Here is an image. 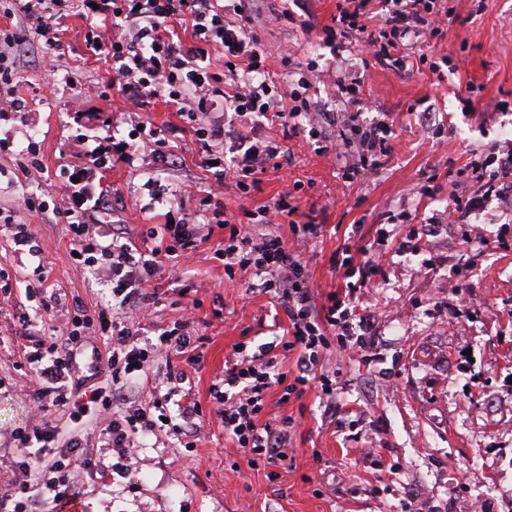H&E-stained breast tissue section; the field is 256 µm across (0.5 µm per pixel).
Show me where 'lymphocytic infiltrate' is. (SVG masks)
Listing matches in <instances>:
<instances>
[{
  "mask_svg": "<svg viewBox=\"0 0 512 512\" xmlns=\"http://www.w3.org/2000/svg\"><path fill=\"white\" fill-rule=\"evenodd\" d=\"M77 2L83 14L101 19V26L90 28L84 41L88 49L111 59L112 77L106 87L126 101L136 133L152 143L156 160L168 161L169 145L143 113L160 97L191 124L199 141L214 143L206 158L216 186L203 200L211 209L210 223L224 231L214 255L228 280L251 270L260 274L261 292L270 295L288 319L287 334L278 345L282 354L296 355V370L282 371L270 348L237 343L222 378L210 387L211 409H203L186 385L188 371L199 359L189 321L174 323L150 341L141 340L140 329L142 312L158 302L149 287L164 260L207 242L205 226L155 225L146 233L151 246L141 248L122 232L85 223L77 211H70L68 232L76 246L77 267L95 269L112 291L116 315L102 326L110 334L111 347L106 357H94L90 363L94 373L107 371L112 376V411L100 414L103 389L80 374L81 347L92 327L83 309H75L59 335L46 333L43 324L26 323L25 338L32 344L28 361L33 366L27 383L34 389L41 423L14 434L18 473L10 493L0 495V512H29L36 499L58 512L60 506L76 501L78 475L105 484L122 473V464L108 465L85 453L81 434H61L52 415L64 408L75 420L103 415L102 447L125 456L157 428L177 436L211 414L225 438L248 454L250 465L266 468L269 479H276L277 468L288 459L295 420L288 416L275 425L265 421L269 393L279 387L285 395L299 398L313 386L320 398L335 400L336 372L327 361L336 348H369V316L355 293L380 273L382 255L364 245L343 246L332 264L342 270L346 284L318 300L303 249L324 235V224L312 218L299 221L298 202L285 195L241 216L227 209L221 193L227 185L251 193L268 169H281L285 151L262 135L264 122L279 123L292 133L305 132L320 152L348 157L346 175L356 180L382 167L389 154L390 128L382 120L354 123L350 137L334 141V113L323 111L308 94L320 77L318 63H306L289 87L271 77L266 49L253 33L265 0ZM0 13L19 20L18 25L0 28V112L7 113L18 109L16 52L26 43L28 30H35L45 50L58 49L60 21L68 10L63 0H0ZM452 20L447 0H336V13L322 29L323 43L336 52L351 42L376 61L403 69L416 47L444 37ZM178 21L189 24L190 42H183L176 32ZM214 51L224 56V73L210 67L208 58ZM491 156L494 169L471 166L476 189L464 195L449 193V216L468 217L512 184V146L493 150ZM284 226L289 229L285 235L280 232ZM161 350L171 364L155 375L154 382L182 388L183 402L173 407L153 401L132 404L126 390Z\"/></svg>",
  "mask_w": 512,
  "mask_h": 512,
  "instance_id": "f902f5d3",
  "label": "lymphocytic infiltrate"
}]
</instances>
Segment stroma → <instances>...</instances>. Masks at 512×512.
<instances>
[{
    "instance_id": "1",
    "label": "stroma",
    "mask_w": 512,
    "mask_h": 512,
    "mask_svg": "<svg viewBox=\"0 0 512 512\" xmlns=\"http://www.w3.org/2000/svg\"><path fill=\"white\" fill-rule=\"evenodd\" d=\"M460 22L444 38L424 47L428 64L407 70L370 63L366 105L339 101L337 82L346 71L330 60L319 33L336 12V0H310L305 24L276 20L283 4L267 0L265 18L254 28L271 54L269 65L282 82L296 80V63L317 61L323 69L310 95L337 112L357 113L368 123L385 113L392 128L390 159L372 181L347 179L345 158L319 155L303 134L280 126L265 133L284 147L282 169L262 176L258 190L238 195L225 189L232 211L252 210L293 192L302 211L317 210L329 230L307 246L310 279L318 291H336L342 280L331 257L343 245L374 241L380 226L394 239L436 225L419 249L392 254L381 273L360 289V302L373 318V347L366 362L333 355L339 364L335 417L324 416L315 389L280 403L281 389L268 397L265 418L303 414L292 444V461L269 480L249 457L224 438L211 418L189 436L147 440L137 450L134 478L105 486L81 482L86 512H405L418 502L423 512H458L480 502L485 512H512V206L490 200L461 224L444 221L450 174L461 171L473 152L512 141V0H447ZM62 49L46 51L30 36L20 54L17 95L21 111L0 120V138L40 145L44 166L32 181L15 155L0 152V204L18 205L29 196L45 200L47 213L26 218L35 233L59 303L51 325L62 326L72 304L90 319L111 310L112 294L93 274H78L70 255L66 212L81 205L91 224L125 225L133 242L148 227L206 223L202 200L213 177L203 166L205 147L190 124L163 100L145 117L154 126L174 125L177 155L159 166L150 147L139 146L133 166L96 167L88 152L111 137L127 136L119 95L103 97L110 73L85 46L89 19H62ZM293 63L285 65L282 54ZM477 87V115L464 100ZM433 112L424 128L408 115L413 104ZM211 239L157 277L159 304L144 321L143 337H154L181 318L183 304L197 302L196 335L201 363L192 373L194 393L210 407L209 388L240 342L273 341L287 318L253 278H224ZM27 252L15 250L0 233V490L14 478L13 432L32 425V389L19 378L29 364L21 335L24 318L42 315L40 300H26L19 281Z\"/></svg>"
}]
</instances>
